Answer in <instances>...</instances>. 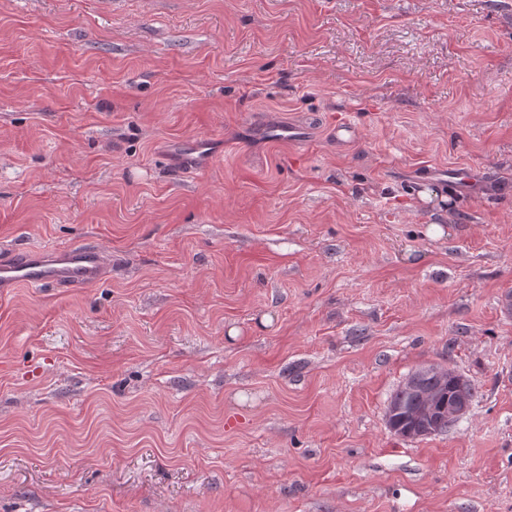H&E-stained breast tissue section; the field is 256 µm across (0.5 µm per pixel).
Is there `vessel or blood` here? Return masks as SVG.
Segmentation results:
<instances>
[{"label":"vessel or blood","mask_w":512,"mask_h":512,"mask_svg":"<svg viewBox=\"0 0 512 512\" xmlns=\"http://www.w3.org/2000/svg\"><path fill=\"white\" fill-rule=\"evenodd\" d=\"M107 258L96 246L0 251V296L14 288H89L103 276Z\"/></svg>","instance_id":"obj_1"}]
</instances>
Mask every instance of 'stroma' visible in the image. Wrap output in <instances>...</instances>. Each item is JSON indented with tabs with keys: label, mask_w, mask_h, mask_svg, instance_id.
Segmentation results:
<instances>
[{
	"label": "stroma",
	"mask_w": 512,
	"mask_h": 512,
	"mask_svg": "<svg viewBox=\"0 0 512 512\" xmlns=\"http://www.w3.org/2000/svg\"><path fill=\"white\" fill-rule=\"evenodd\" d=\"M78 243L0 297V512H512V0H0V245ZM108 262L96 246L63 249H2L0 251V296L14 288H89L103 276ZM429 370L432 374H425V371ZM433 373H436L438 377L444 378L447 375L448 380H443V384L446 387L445 394L443 397H454L459 394L458 385L456 382L455 372L451 369H438L436 367L429 368H421L415 372H413L406 379L404 386L413 392H419L421 390L420 379L422 382V390H431L435 386H440L441 381L437 379ZM423 375V376H422ZM422 377V378H421ZM415 394L410 393L404 389V387H400L390 398L387 409L390 406L398 407H408L407 409H393L389 408L387 411V421H391V426L395 424V415L398 412L406 411L407 414L417 422H420L421 425L412 420H399V424L403 425L404 430L410 431H418L421 427V433L418 435L410 436L413 438L417 437H427L431 435H435L438 433L447 432L450 427H452L453 423H457L468 411V404L463 396H460L459 399L455 401L448 400V406H444L441 409L439 408L440 396L435 397H424L421 396L415 403ZM414 403V404H413ZM413 404V405H412ZM412 405V406H411ZM410 406V407H409ZM448 416V422L444 423V425L438 430L436 427V418L438 415ZM448 425H451L448 427Z\"/></svg>",
	"instance_id": "stroma-1"
}]
</instances>
